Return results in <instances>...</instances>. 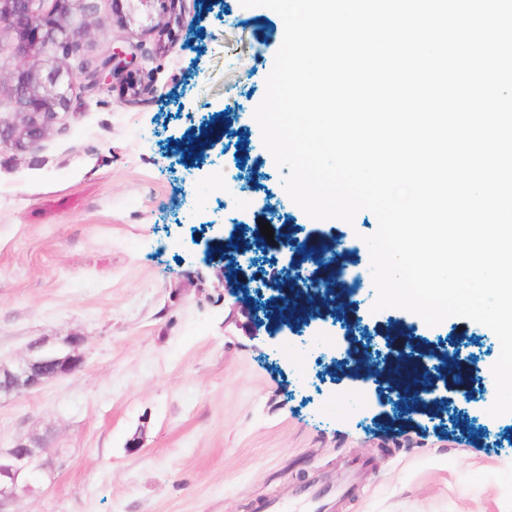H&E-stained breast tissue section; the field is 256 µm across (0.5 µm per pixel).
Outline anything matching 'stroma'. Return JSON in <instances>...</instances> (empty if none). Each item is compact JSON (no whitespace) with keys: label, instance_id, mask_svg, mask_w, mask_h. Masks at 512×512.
Wrapping results in <instances>:
<instances>
[{"label":"stroma","instance_id":"obj_1","mask_svg":"<svg viewBox=\"0 0 512 512\" xmlns=\"http://www.w3.org/2000/svg\"><path fill=\"white\" fill-rule=\"evenodd\" d=\"M163 38L145 11L117 17L96 0L71 70L121 46L136 57L138 94L118 83L74 85L70 112L25 151L0 147V363L31 340L85 339L75 373L20 396L0 395V449L31 438L48 466L11 512H272L318 493L324 512H512V446L491 448L447 417L417 418L401 439L375 422V390L333 380L346 332L317 320L271 339L250 337L204 246L235 222L288 218L298 239L353 242L377 219L309 218L288 196L253 117L284 36L273 10L239 0L199 8L176 0ZM111 18L109 35L97 23ZM16 40L0 24V118L14 117ZM233 107L255 146L202 157L197 187L175 139ZM374 287L353 301L366 330L388 318L479 355L500 343L459 317L428 326L400 308L372 312ZM140 449H133V442Z\"/></svg>","mask_w":512,"mask_h":512}]
</instances>
